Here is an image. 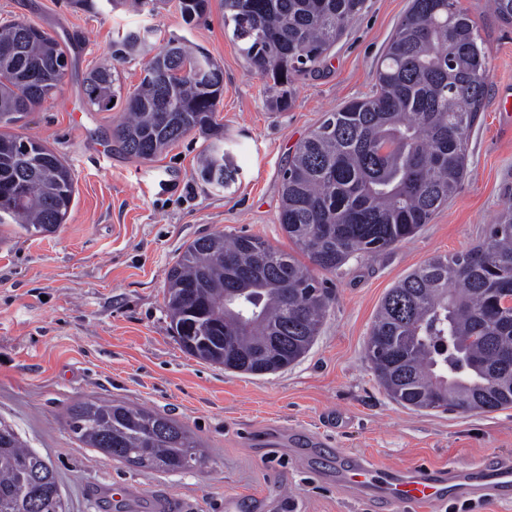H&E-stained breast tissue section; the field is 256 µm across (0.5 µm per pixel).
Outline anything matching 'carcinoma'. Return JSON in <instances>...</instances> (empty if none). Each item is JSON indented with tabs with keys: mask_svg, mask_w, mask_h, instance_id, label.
Listing matches in <instances>:
<instances>
[{
	"mask_svg": "<svg viewBox=\"0 0 512 512\" xmlns=\"http://www.w3.org/2000/svg\"><path fill=\"white\" fill-rule=\"evenodd\" d=\"M164 0H107L112 9L154 13ZM224 29L267 79L266 106L288 111L294 80L318 70L366 0H223ZM512 23V0H490ZM191 24L210 0H178ZM149 29L112 41V59L151 48ZM68 56L51 34L25 19L0 24V224L53 233L75 198L64 158L9 132L63 79ZM489 76L486 47L456 0H411L375 68L372 94L327 112L296 147L282 174L278 222L308 259L255 234L219 232L190 242L168 270L164 303L174 337L189 355L224 370L262 376L299 361L327 316V288L312 267L334 271L413 237L455 195L468 173V141ZM89 109L121 97L112 65L85 80ZM224 69L202 48L172 37L143 66L126 97L117 138L149 160L196 131L204 139L198 178L224 187V129L217 107ZM512 202L484 241L437 255L391 288L375 315L368 360L386 392L413 410L512 407ZM66 423L88 448L140 468L180 471L187 453L205 459L189 429L159 412L121 402L85 401ZM58 482L50 460L28 449L0 418V512H33Z\"/></svg>",
	"mask_w": 512,
	"mask_h": 512,
	"instance_id": "carcinoma-1",
	"label": "carcinoma"
}]
</instances>
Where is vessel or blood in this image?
<instances>
[{
	"mask_svg": "<svg viewBox=\"0 0 512 512\" xmlns=\"http://www.w3.org/2000/svg\"><path fill=\"white\" fill-rule=\"evenodd\" d=\"M336 483L360 498L380 505H400L410 512H437L452 499L512 501V460L488 459L468 466L443 469L421 467L403 475L375 467L356 455L337 470Z\"/></svg>",
	"mask_w": 512,
	"mask_h": 512,
	"instance_id": "obj_1",
	"label": "vessel or blood"
}]
</instances>
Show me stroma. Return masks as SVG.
<instances>
[{"label":"stroma","mask_w":512,"mask_h":512,"mask_svg":"<svg viewBox=\"0 0 512 512\" xmlns=\"http://www.w3.org/2000/svg\"><path fill=\"white\" fill-rule=\"evenodd\" d=\"M410 0H367L365 11L314 73L298 76L292 107L269 111L266 80L224 29L220 0L207 21L185 24L178 0L153 14L72 0H0V20L24 18L68 48L55 94L14 126L70 164L77 198L55 234L0 226V417L54 465L68 512H156L186 502L193 512H372L322 471L336 453L407 474L512 456V408L491 413L414 411L377 383L366 343L387 291L433 256L480 244L512 199V24L485 0H457L489 54L488 90L468 142V174L447 206L413 237L329 273L326 321L300 361L265 376L229 372L186 354L173 337L163 290L169 267L196 238L256 234L292 251L278 223L281 176L326 112L373 91L376 63ZM148 27L154 46L171 36L207 50L224 69V189L202 183L189 133L151 160L125 154L113 136L124 107L95 112L84 79L112 60L117 33ZM144 57L113 62L123 89L138 85ZM123 401L186 426L207 450L203 464L171 473L133 467L84 447L66 414L88 401ZM322 439L309 462L289 429Z\"/></svg>","instance_id":"35a3bbf8"}]
</instances>
